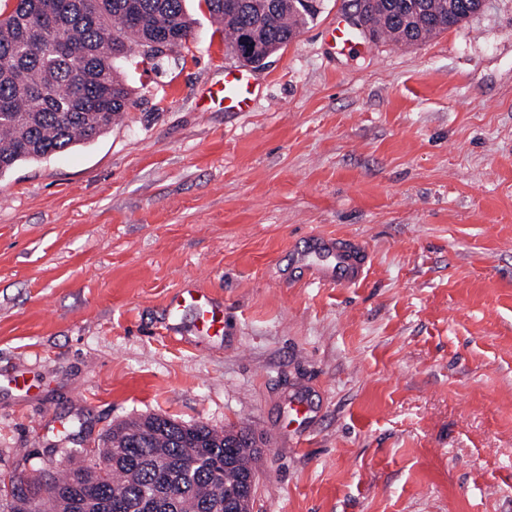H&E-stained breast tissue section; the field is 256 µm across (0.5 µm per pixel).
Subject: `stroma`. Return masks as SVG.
Instances as JSON below:
<instances>
[{"instance_id":"35a3bbf8","label":"stroma","mask_w":512,"mask_h":512,"mask_svg":"<svg viewBox=\"0 0 512 512\" xmlns=\"http://www.w3.org/2000/svg\"><path fill=\"white\" fill-rule=\"evenodd\" d=\"M343 0L206 109L239 60L202 0L95 141L0 176V476L156 414L246 427L251 512H512V0L337 54ZM315 236L369 254L313 282ZM224 303L195 335L166 307ZM255 91L252 74L242 69L225 68L223 81L216 91L209 93L213 100L215 94L228 112H249L253 110ZM189 306L197 312V332L203 336H219L224 330L222 305L201 288H183L169 303V316L174 318L183 307Z\"/></svg>"}]
</instances>
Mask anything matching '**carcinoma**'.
<instances>
[{"label":"carcinoma","mask_w":512,"mask_h":512,"mask_svg":"<svg viewBox=\"0 0 512 512\" xmlns=\"http://www.w3.org/2000/svg\"><path fill=\"white\" fill-rule=\"evenodd\" d=\"M38 0L0 12V174L88 144L134 105L121 60L145 61L147 41L179 47L193 35L185 0H51L59 19L38 39L22 32ZM231 48L256 42L269 58L315 18L317 0H204ZM375 36L400 45L427 41L475 14L479 0H356ZM94 457L59 475L17 476L9 512H224L230 491L256 472L260 450L246 428L218 431L148 415L112 426Z\"/></svg>","instance_id":"1"}]
</instances>
